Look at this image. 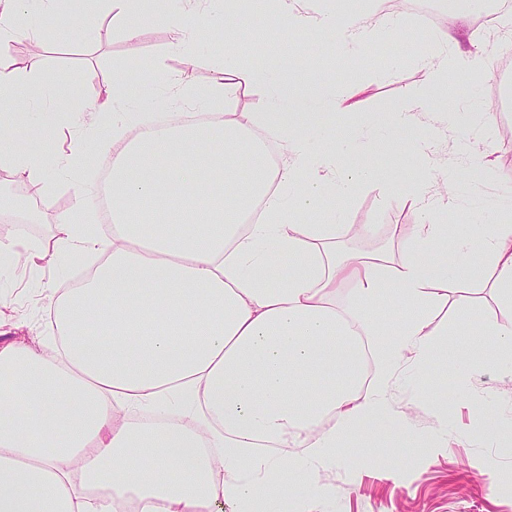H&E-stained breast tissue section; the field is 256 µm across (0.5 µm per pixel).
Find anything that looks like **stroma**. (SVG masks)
Wrapping results in <instances>:
<instances>
[{"instance_id": "stroma-1", "label": "stroma", "mask_w": 512, "mask_h": 512, "mask_svg": "<svg viewBox=\"0 0 512 512\" xmlns=\"http://www.w3.org/2000/svg\"><path fill=\"white\" fill-rule=\"evenodd\" d=\"M452 0H426V11L437 18V25H422L416 12H408L404 29L383 35L371 55L360 50L345 55L330 53L325 43L310 30L303 31L299 41L315 60H327L326 68L303 74L305 83L331 91L344 86L357 91L358 108L364 115L389 112L398 103L416 99L423 89V72L419 58L430 50L429 36L435 26L451 23ZM37 24L50 32L51 42L40 46L36 58L54 84L60 97L78 104H96L110 99L116 91L115 78H123L129 94L161 92L169 79L185 69H192L197 86L211 85L214 78L211 62L189 66L185 56L169 49L171 34L167 28L144 25L137 38L127 39L110 22H101L94 37H86L79 17L64 12L30 9L18 18L19 27ZM199 43L212 48L226 43L230 47L253 48L262 44L254 64L274 65L275 58L291 43L284 31L265 23L261 15L241 17L231 32L220 28L195 30ZM482 49L494 63L486 77L477 78L457 72L448 78L446 100L431 101L432 109H443L446 102L474 97L492 107L488 120L491 133L473 137L472 141L456 139V152H466L468 144H476L493 165L492 177L465 173L456 194L460 208L452 213L440 212L436 223L452 224L476 209L501 205L502 189L512 188V114L503 105H512V68L504 61L512 57V43L490 41ZM399 67H392L393 58ZM267 95L266 86L246 78L237 95L218 104L225 119L237 122L245 114L259 111ZM108 156L88 148L78 170L60 180L52 192L36 190L33 197L35 216L24 219V206L19 202L18 186L12 177L0 176V241L18 233L34 237L49 236L60 216L70 213L75 203V187L108 163ZM375 168H392L389 187L373 184L364 187L345 207L343 235L356 249H397L409 234L418 215L411 204L391 199V191L400 190L406 181L423 174L422 157L412 140H401L391 152L375 153ZM363 224L375 225L373 236H356ZM78 260L57 267L38 260L13 269L5 288L0 289L10 323L0 328V346L24 341L38 343L47 332L50 303L75 281L73 271ZM498 323L512 322V312L504 310L490 289H478L471 305L460 309L456 299H449L444 320L461 326H478L484 319ZM438 395L450 392L459 400L448 409V445L428 450L411 449L406 459L394 464L389 460L393 446L390 437L378 438L371 446H346L335 465L322 474L328 493L322 497L294 502L292 512H512V446L487 445L479 441L474 422V407L484 399H492L504 419L512 420V376L502 375L493 364L484 363L469 372L428 366L414 370L406 381L397 382L394 400L405 415V424L417 434L427 435L431 417L421 397L423 393ZM494 456L499 467L494 471L481 468L485 456Z\"/></svg>"}]
</instances>
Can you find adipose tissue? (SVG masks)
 Masks as SVG:
<instances>
[{
    "mask_svg": "<svg viewBox=\"0 0 512 512\" xmlns=\"http://www.w3.org/2000/svg\"><path fill=\"white\" fill-rule=\"evenodd\" d=\"M91 21L111 19L126 37L145 23L173 34V49L200 60L187 12L173 0H43ZM30 0H0V102L17 88L27 98L0 114V170L20 183L51 188L77 169L96 121L112 126L97 143L112 157L111 233L79 219L99 188L82 184L73 213L50 236L0 242V272L34 258L98 256L92 274L53 305L48 338L0 347V512H290L293 502L325 493L324 470L348 442L381 435L408 438L390 391L406 365H454L494 359L512 375V323L488 319L470 329L457 356L436 319L456 293L490 287L512 307V219L485 223L472 213L436 224L455 210V164L430 162L409 182L419 221L398 253L346 252L337 224H298L325 197L337 207L359 188L387 183L369 156L404 133L428 152L443 134L429 114L431 95L449 72L484 71L481 52L458 48L460 25L484 0H468L455 26L434 33L437 61L425 66V95L379 117L385 136L366 140L345 90L324 94L259 70L269 91L261 112L235 124L210 112L214 98L236 96L246 57L216 50L215 79L197 90L192 73L170 82L172 112L163 128L144 129L123 149L113 140L133 129L145 98L118 90L75 110L68 153L49 150L61 108L41 68L5 62L10 43L45 32L14 19ZM258 12L279 28L313 29L334 51L374 45L401 16L389 0H224L199 19L231 27ZM350 116L344 138L336 119ZM29 132L20 140L15 127ZM275 142L281 164L269 169L251 137ZM346 290L344 304L336 294ZM397 303V328L376 311Z\"/></svg>",
    "mask_w": 512,
    "mask_h": 512,
    "instance_id": "1",
    "label": "adipose tissue"
}]
</instances>
